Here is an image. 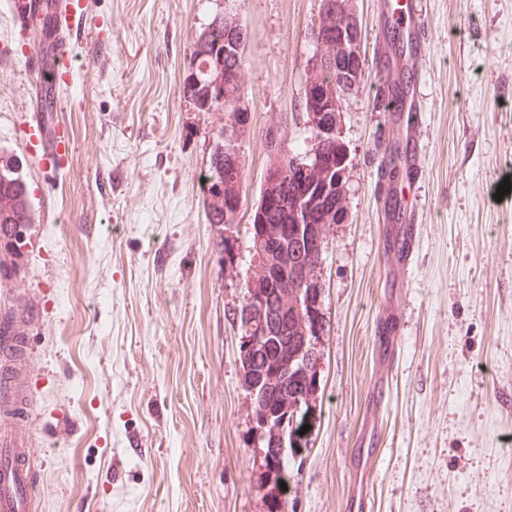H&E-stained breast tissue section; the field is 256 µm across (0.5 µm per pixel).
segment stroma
Wrapping results in <instances>:
<instances>
[{
    "label": "stroma",
    "instance_id": "1",
    "mask_svg": "<svg viewBox=\"0 0 512 512\" xmlns=\"http://www.w3.org/2000/svg\"><path fill=\"white\" fill-rule=\"evenodd\" d=\"M427 43L413 65L418 172L396 191L419 215L413 257L388 242L377 169L407 115L377 105L394 0H353L366 61L342 102L348 213L326 225L320 284L326 384L288 512H512V0H421ZM216 0H73V79L44 113L64 157L26 147L33 91L52 69L0 0V157L34 209L29 253L0 244V317L28 311L36 396L17 429L43 493L36 512H263L232 312L253 273L250 224L270 147L312 136L301 109L321 0H238L247 30L249 127L182 94L188 43ZM224 128L245 174L234 226L207 223L200 175ZM375 422L378 445L355 469Z\"/></svg>",
    "mask_w": 512,
    "mask_h": 512
}]
</instances>
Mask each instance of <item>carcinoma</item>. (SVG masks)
Returning <instances> with one entry per match:
<instances>
[{
  "label": "carcinoma",
  "mask_w": 512,
  "mask_h": 512,
  "mask_svg": "<svg viewBox=\"0 0 512 512\" xmlns=\"http://www.w3.org/2000/svg\"><path fill=\"white\" fill-rule=\"evenodd\" d=\"M335 7L326 10L319 17L318 27L323 36L335 39L349 0H333ZM242 30L237 28L232 17H224V11L216 10L210 18L201 24L190 44L191 54L200 58L197 74L186 77L182 86V96L201 112H222L224 104L215 96L214 82L224 80V94L237 101V89L243 87L242 69L247 38L240 37ZM362 69L365 60L338 61L325 60L312 70L310 80L313 83L312 97L305 99L306 118L311 115L324 116L335 113L333 102L324 96L322 89L328 84L338 83L339 67ZM377 101L385 108H390L400 100L398 84L386 78L380 80L376 90ZM224 128L213 132V144L205 173L200 178L203 205L208 223H224V203L213 198V190L218 183L224 184V193L233 194L240 190L244 179L242 166L232 162L224 154ZM325 156L334 164L343 162L347 152L340 141H330L323 145ZM280 169V180L275 184L278 205L268 210L261 218L262 225L294 224L298 218L295 203L304 199L313 203L317 209L325 199L317 196L322 175L311 170L304 176L289 174L288 164L276 151H271L267 169ZM34 223L32 204L27 185L20 173L5 165L0 167V239L11 232L15 234V255L22 246L28 225ZM261 246L266 263L256 271L252 281L245 287L243 300L252 301L254 314L246 316L243 306L234 308L232 318L237 323L241 337L269 334L274 337L276 345L269 348L262 344L247 358L240 359L245 390L258 380L268 393L264 403H251V418H261L266 414L278 418L283 404L293 407L302 401L301 426L290 427L285 441L271 436H259L261 447V476L268 484L264 494V512H287L288 499L281 483L287 482V464L295 460L303 449L307 448L308 439L299 434L301 427L307 424L308 416L315 403V394L320 390L317 385L307 386L299 377L303 369L314 371L321 366V334L325 333L322 304L313 308V314L304 319L290 312L282 304V296L293 289V278L301 272L309 278L313 287H318V274L321 270L322 244H313L306 239L290 237H263L258 224H251V246Z\"/></svg>",
  "instance_id": "obj_1"
}]
</instances>
